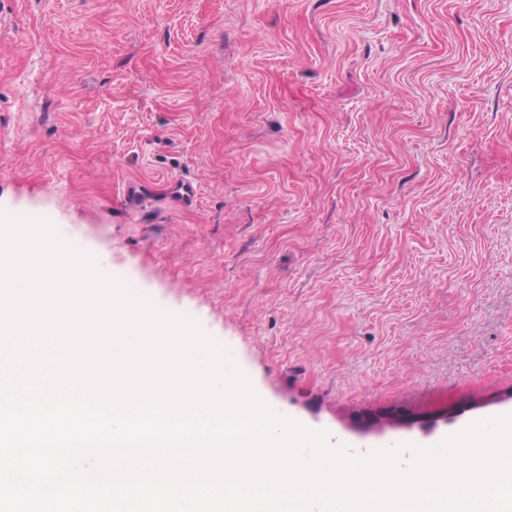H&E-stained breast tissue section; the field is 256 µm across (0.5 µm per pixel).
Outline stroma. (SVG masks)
<instances>
[{
    "instance_id": "stroma-1",
    "label": "stroma",
    "mask_w": 512,
    "mask_h": 512,
    "mask_svg": "<svg viewBox=\"0 0 512 512\" xmlns=\"http://www.w3.org/2000/svg\"><path fill=\"white\" fill-rule=\"evenodd\" d=\"M0 212L407 469L512 416V0H0Z\"/></svg>"
}]
</instances>
